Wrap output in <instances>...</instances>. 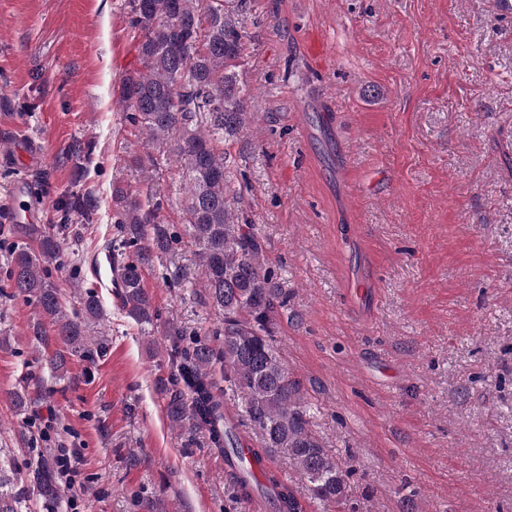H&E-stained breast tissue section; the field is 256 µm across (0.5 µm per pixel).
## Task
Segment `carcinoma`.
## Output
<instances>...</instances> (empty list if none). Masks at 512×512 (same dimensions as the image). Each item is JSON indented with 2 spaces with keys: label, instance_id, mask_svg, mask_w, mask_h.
<instances>
[{
  "label": "carcinoma",
  "instance_id": "obj_1",
  "mask_svg": "<svg viewBox=\"0 0 512 512\" xmlns=\"http://www.w3.org/2000/svg\"><path fill=\"white\" fill-rule=\"evenodd\" d=\"M240 7L241 0H128L131 27L141 35L142 70L123 81L125 118L185 173L186 230L197 248L208 304L221 316L212 331L221 338L216 346L206 339L186 346L182 334L172 331L177 371L169 382L189 392L188 409L209 427L212 443L224 449L226 461L237 457V426H244L258 435L259 447L252 449L256 460L271 452L288 455L316 499L337 503L344 495L346 470L311 429V404L276 345L278 309L286 306L288 295L265 266L257 225L249 223L241 194L232 186L229 154L218 149L219 142L232 141L254 118L236 74L243 51ZM116 196L123 202L117 220L122 246L134 248V259L123 262L116 277L123 309L139 325L152 326L158 314L144 288L141 266L177 236L160 227L162 200L157 194L150 192L143 201L129 200L120 190ZM54 206L63 223L53 230L16 225L17 233L36 247L14 248L9 296L34 302L50 320L64 349L49 365L63 374L68 357L102 353L91 345L103 305L96 292H80L82 314L71 315L51 280V269L64 263L62 234L70 232L69 219L79 216L91 223L97 203L87 193L71 191ZM217 369L242 394L243 414L236 425L224 417L222 389L212 381ZM269 482L277 489L274 512H303L292 488L272 476ZM34 487L47 505L60 507L61 488L47 464L35 472ZM28 493L0 478V512H22Z\"/></svg>",
  "mask_w": 512,
  "mask_h": 512
}]
</instances>
